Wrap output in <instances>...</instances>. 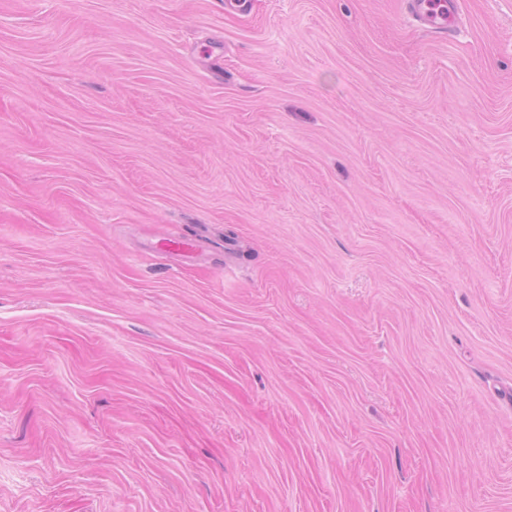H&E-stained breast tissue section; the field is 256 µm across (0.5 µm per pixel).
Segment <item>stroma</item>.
<instances>
[{"label":"stroma","instance_id":"1","mask_svg":"<svg viewBox=\"0 0 512 512\" xmlns=\"http://www.w3.org/2000/svg\"><path fill=\"white\" fill-rule=\"evenodd\" d=\"M458 9L0 0V512H512V0ZM435 3L432 6V3ZM457 1L406 0V13L427 32L441 40L455 36Z\"/></svg>","mask_w":512,"mask_h":512}]
</instances>
